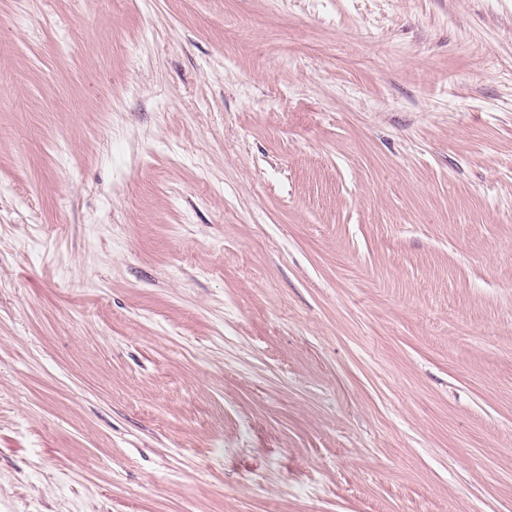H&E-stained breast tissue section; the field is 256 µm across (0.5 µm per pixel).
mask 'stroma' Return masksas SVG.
Segmentation results:
<instances>
[{"label": "stroma", "instance_id": "stroma-1", "mask_svg": "<svg viewBox=\"0 0 512 512\" xmlns=\"http://www.w3.org/2000/svg\"><path fill=\"white\" fill-rule=\"evenodd\" d=\"M0 512H512V0H0Z\"/></svg>", "mask_w": 512, "mask_h": 512}]
</instances>
